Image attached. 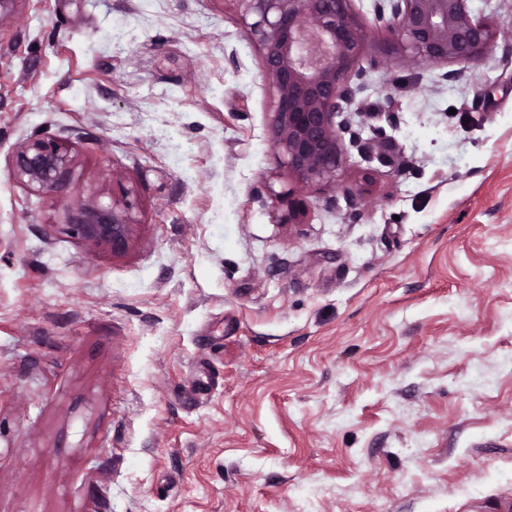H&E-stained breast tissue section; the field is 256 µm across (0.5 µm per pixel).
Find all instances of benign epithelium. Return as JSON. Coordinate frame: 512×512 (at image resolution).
I'll list each match as a JSON object with an SVG mask.
<instances>
[{
	"instance_id": "7a95c632",
	"label": "benign epithelium",
	"mask_w": 512,
	"mask_h": 512,
	"mask_svg": "<svg viewBox=\"0 0 512 512\" xmlns=\"http://www.w3.org/2000/svg\"><path fill=\"white\" fill-rule=\"evenodd\" d=\"M236 2L269 84L273 149L294 183L336 185L350 146L396 166L394 144L385 134L364 142L350 133L349 112L362 111L358 96L365 89L359 62L369 50L354 0ZM374 12L389 34V51L411 64L475 67L499 36L498 26L473 13L468 0H376ZM13 170L22 185L55 199L73 179L75 156L61 140L33 138L17 149ZM278 199L287 207L282 218L298 223L302 202L295 188ZM132 209L126 199L104 205L90 196L67 207L62 230L88 246L121 254L134 236Z\"/></svg>"
}]
</instances>
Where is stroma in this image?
<instances>
[{"mask_svg": "<svg viewBox=\"0 0 512 512\" xmlns=\"http://www.w3.org/2000/svg\"><path fill=\"white\" fill-rule=\"evenodd\" d=\"M470 7L501 29L482 64L410 67L361 0L353 128L401 166L351 152L289 226L236 0H20L0 24V512H512V0ZM36 137L76 152L62 204L13 177ZM127 190L126 252L60 231L67 204Z\"/></svg>", "mask_w": 512, "mask_h": 512, "instance_id": "1", "label": "stroma"}]
</instances>
